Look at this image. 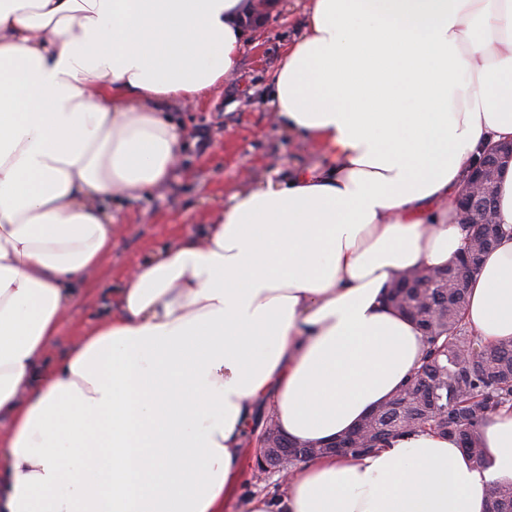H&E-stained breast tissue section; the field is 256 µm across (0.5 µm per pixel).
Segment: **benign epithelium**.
<instances>
[{
  "instance_id": "7a95c632",
  "label": "benign epithelium",
  "mask_w": 512,
  "mask_h": 512,
  "mask_svg": "<svg viewBox=\"0 0 512 512\" xmlns=\"http://www.w3.org/2000/svg\"><path fill=\"white\" fill-rule=\"evenodd\" d=\"M484 163L469 170L464 188L455 201L459 219L463 224H489L485 216V203L495 189L498 172L512 164V143L503 142L489 148L483 156ZM448 277L442 269H420L415 278L422 286H433ZM295 444L273 428L264 430L260 448L253 459L255 476L260 478L271 472L286 477L293 471L296 462Z\"/></svg>"
}]
</instances>
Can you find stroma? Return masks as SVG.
Instances as JSON below:
<instances>
[{"mask_svg":"<svg viewBox=\"0 0 512 512\" xmlns=\"http://www.w3.org/2000/svg\"><path fill=\"white\" fill-rule=\"evenodd\" d=\"M279 7L250 34L234 77L221 89L192 102L168 106L184 134L179 166L165 188L135 200L107 199L121 235L83 284L67 317L47 348L42 370L54 371L72 345L116 308L128 272L178 237L197 234L211 223L244 175L261 183L273 173L323 162L321 151L299 136L278 129L263 99L271 76L308 14L309 0H277Z\"/></svg>","mask_w":512,"mask_h":512,"instance_id":"1","label":"stroma"}]
</instances>
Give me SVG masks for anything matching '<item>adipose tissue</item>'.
I'll return each instance as SVG.
<instances>
[{
  "mask_svg": "<svg viewBox=\"0 0 512 512\" xmlns=\"http://www.w3.org/2000/svg\"><path fill=\"white\" fill-rule=\"evenodd\" d=\"M256 0H0V512H224L257 411L300 444L391 397L425 344L384 293L445 266L467 167L512 140V0H310L271 81L277 122L326 163L245 183L213 224L136 265L112 316L47 373L76 288L112 249L104 198L166 185L165 114L236 73ZM512 338V235L464 315ZM418 432L301 462L243 512H485L512 480Z\"/></svg>",
  "mask_w": 512,
  "mask_h": 512,
  "instance_id": "obj_1",
  "label": "adipose tissue"
}]
</instances>
